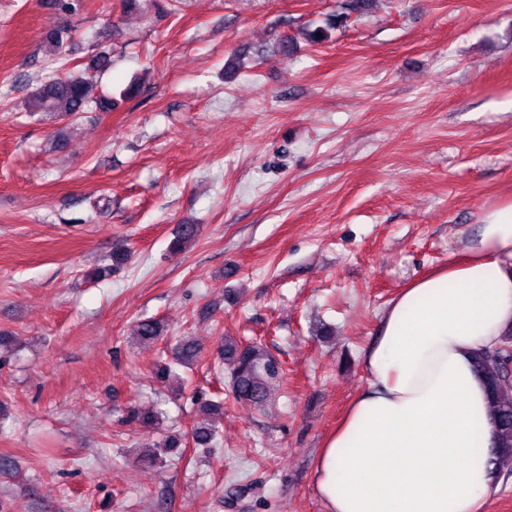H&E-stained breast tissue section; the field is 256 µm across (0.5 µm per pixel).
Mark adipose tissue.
Listing matches in <instances>:
<instances>
[{"label": "adipose tissue", "instance_id": "obj_1", "mask_svg": "<svg viewBox=\"0 0 512 512\" xmlns=\"http://www.w3.org/2000/svg\"><path fill=\"white\" fill-rule=\"evenodd\" d=\"M512 329V202L463 259L403 288L362 354L367 387L316 458L324 512H480L493 420L473 353Z\"/></svg>", "mask_w": 512, "mask_h": 512}]
</instances>
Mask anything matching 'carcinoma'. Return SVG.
<instances>
[{
	"instance_id": "cac0c4a2",
	"label": "carcinoma",
	"mask_w": 512,
	"mask_h": 512,
	"mask_svg": "<svg viewBox=\"0 0 512 512\" xmlns=\"http://www.w3.org/2000/svg\"><path fill=\"white\" fill-rule=\"evenodd\" d=\"M375 0H342L340 11L330 18L324 27L310 32L313 42L323 40L328 31L343 25L353 15H364L373 9ZM71 40L70 30L65 27L49 31L43 43L54 61L60 67L68 65V45ZM91 82L80 75L67 73L63 76L51 75L34 92L38 109L54 113L60 117H73L91 109L107 110L109 101L91 97ZM200 232L197 224H183L173 246L178 248L195 240ZM162 332V325L153 319H143L137 324L136 336L142 341L157 339ZM501 348L479 350L474 354V366L481 373L487 384L488 399L493 412L494 439L493 464L497 474L512 472V375L507 369L506 351L503 347L512 344V331L500 340ZM197 355L196 346L190 341H183L176 349L175 360L183 367L190 366ZM230 370L231 391L235 399L247 401L256 406H264L269 401L270 385L282 377L279 361L270 351L258 342L245 343L233 336L224 337V352L217 365L216 372L224 373V367ZM224 409L222 402H210L203 405V417L191 431V442L196 448L211 450L218 445L219 431L212 414ZM143 427L159 429L162 413L153 408H135L132 410ZM184 437L165 435L153 443L154 451L144 454L140 461L154 466L163 451L180 448Z\"/></svg>"
}]
</instances>
